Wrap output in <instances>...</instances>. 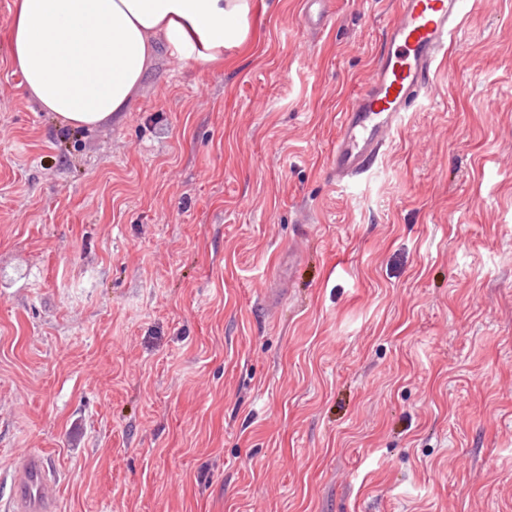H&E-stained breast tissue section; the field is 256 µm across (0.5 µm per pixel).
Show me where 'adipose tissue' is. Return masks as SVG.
I'll use <instances>...</instances> for the list:
<instances>
[{"instance_id": "1", "label": "adipose tissue", "mask_w": 512, "mask_h": 512, "mask_svg": "<svg viewBox=\"0 0 512 512\" xmlns=\"http://www.w3.org/2000/svg\"><path fill=\"white\" fill-rule=\"evenodd\" d=\"M252 0H18L10 61L26 95L71 129L128 111L165 41L210 68L240 49Z\"/></svg>"}]
</instances>
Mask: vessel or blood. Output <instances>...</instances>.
<instances>
[{
  "label": "vessel or blood",
  "instance_id": "1",
  "mask_svg": "<svg viewBox=\"0 0 512 512\" xmlns=\"http://www.w3.org/2000/svg\"><path fill=\"white\" fill-rule=\"evenodd\" d=\"M466 0H395L364 89L340 114L327 173L343 184L372 171L407 112L430 98L456 45ZM59 478L43 456L17 458L5 512H56Z\"/></svg>",
  "mask_w": 512,
  "mask_h": 512
}]
</instances>
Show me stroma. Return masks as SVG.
I'll return each instance as SVG.
<instances>
[{
	"mask_svg": "<svg viewBox=\"0 0 512 512\" xmlns=\"http://www.w3.org/2000/svg\"><path fill=\"white\" fill-rule=\"evenodd\" d=\"M253 0L67 130L0 42V496L59 512H512V0L337 185L394 0ZM59 478L39 453L17 458L5 512H56Z\"/></svg>",
	"mask_w": 512,
	"mask_h": 512,
	"instance_id": "1",
	"label": "stroma"
}]
</instances>
